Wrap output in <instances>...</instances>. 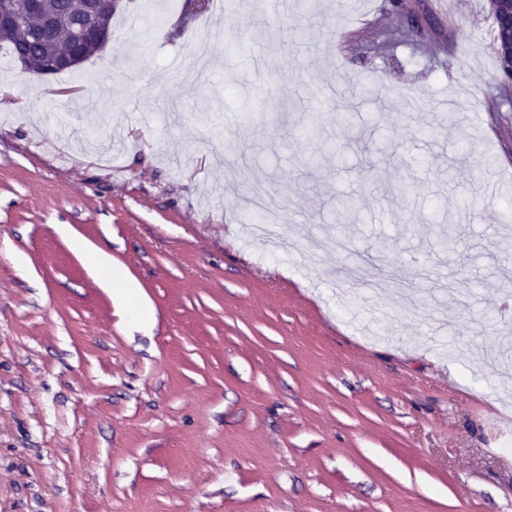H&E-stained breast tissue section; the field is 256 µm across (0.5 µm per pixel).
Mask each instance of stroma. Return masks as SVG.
I'll list each match as a JSON object with an SVG mask.
<instances>
[{
  "mask_svg": "<svg viewBox=\"0 0 512 512\" xmlns=\"http://www.w3.org/2000/svg\"><path fill=\"white\" fill-rule=\"evenodd\" d=\"M183 4L58 74L0 50V512H512L490 0ZM257 193L300 248L250 233Z\"/></svg>",
  "mask_w": 512,
  "mask_h": 512,
  "instance_id": "35a3bbf8",
  "label": "stroma"
}]
</instances>
